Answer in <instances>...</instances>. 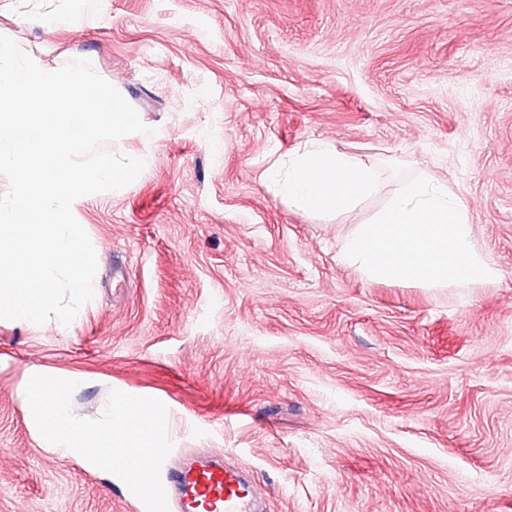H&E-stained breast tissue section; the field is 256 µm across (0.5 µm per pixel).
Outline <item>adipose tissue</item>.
<instances>
[{
  "label": "adipose tissue",
  "instance_id": "obj_1",
  "mask_svg": "<svg viewBox=\"0 0 512 512\" xmlns=\"http://www.w3.org/2000/svg\"><path fill=\"white\" fill-rule=\"evenodd\" d=\"M267 177L278 184L291 205L315 214L349 209L378 185L371 166L325 146L297 154L287 170H269Z\"/></svg>",
  "mask_w": 512,
  "mask_h": 512
}]
</instances>
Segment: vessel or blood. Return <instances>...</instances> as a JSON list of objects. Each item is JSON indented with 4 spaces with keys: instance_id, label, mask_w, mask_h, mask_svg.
Returning a JSON list of instances; mask_svg holds the SVG:
<instances>
[{
    "instance_id": "obj_1",
    "label": "vessel or blood",
    "mask_w": 512,
    "mask_h": 512,
    "mask_svg": "<svg viewBox=\"0 0 512 512\" xmlns=\"http://www.w3.org/2000/svg\"><path fill=\"white\" fill-rule=\"evenodd\" d=\"M168 512H259V490L242 466L185 459L163 463Z\"/></svg>"
}]
</instances>
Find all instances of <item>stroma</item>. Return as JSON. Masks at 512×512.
Wrapping results in <instances>:
<instances>
[{"label": "stroma", "mask_w": 512, "mask_h": 512, "mask_svg": "<svg viewBox=\"0 0 512 512\" xmlns=\"http://www.w3.org/2000/svg\"><path fill=\"white\" fill-rule=\"evenodd\" d=\"M0 35L85 58L147 133L73 210L97 256L75 321L0 319V512H144L46 448L21 387L160 400L174 456L245 462L266 512H512V0H0ZM327 144L379 173L311 215L264 172ZM447 183L492 283H377L341 258L391 167Z\"/></svg>", "instance_id": "stroma-1"}]
</instances>
